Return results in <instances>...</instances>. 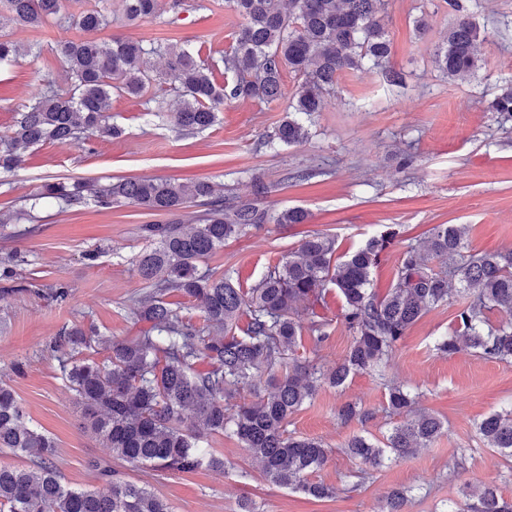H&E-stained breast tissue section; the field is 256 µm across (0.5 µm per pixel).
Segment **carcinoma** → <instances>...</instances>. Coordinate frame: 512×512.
Masks as SVG:
<instances>
[{
    "instance_id": "carcinoma-1",
    "label": "carcinoma",
    "mask_w": 512,
    "mask_h": 512,
    "mask_svg": "<svg viewBox=\"0 0 512 512\" xmlns=\"http://www.w3.org/2000/svg\"><path fill=\"white\" fill-rule=\"evenodd\" d=\"M108 0H0L12 23L40 28L53 22L88 37L59 40L50 47L70 79L61 89L48 83L16 104L10 132L0 134V173L23 164L20 150L50 142L84 144L93 137H117L112 96H146L162 78L175 93L172 106L154 97L153 115L193 134L214 126L226 100L272 104L282 98V71L302 78L273 139L286 145L309 137L305 120L322 110L343 72L369 63L391 84L399 72L391 64V42L379 13L383 0H229L243 24L232 51L224 55L230 83H216L201 50L144 45L140 40L94 34L108 27ZM159 0H118L129 22L156 15ZM457 12L435 62L452 80L481 68L478 44L485 30L452 0ZM20 47L0 33V68L20 57ZM167 59L155 73L150 57ZM488 111L512 120V85L489 102ZM58 200L67 208L93 204L104 209L136 206L164 213V224L141 225L151 248L134 260L149 292L133 302L130 315L150 327L132 340L88 336L72 328L53 344L71 390L82 407V428L112 457L133 467L185 473L202 467L224 470V459L199 443L214 433L235 435L275 485L314 499L335 489L312 482L332 449L315 438L287 432L288 418L324 387L343 388L359 373L380 371L407 330L430 310L457 307L458 328L436 341L442 354L470 350L485 360L512 363V249L474 252L466 226L436 224L423 246L402 238L391 225L358 248L337 254L329 233L304 236L298 246L267 267L260 280L241 287L229 274L203 266L224 243L263 224H303L308 212L289 207L271 213L251 203L224 204L209 182L127 178L100 185L92 180L46 183L32 195ZM201 202L206 209L183 219L181 211ZM400 247L394 283L374 288L373 269L391 247ZM341 299L339 318L352 336L336 365L323 370L294 357L303 331L316 345L330 336L331 321L317 313L329 288ZM178 293L199 302L202 324L181 313L165 297ZM502 320L494 325L490 314ZM97 341L107 351L101 363L78 355ZM401 385L387 386L385 411L400 417L383 441L355 435L344 446L359 461L356 477L414 455L448 431V423L414 408ZM372 412L346 401L336 409L342 424L367 420ZM480 441L512 463V407L476 423ZM0 448L32 460L28 468L0 465V512H171L166 501L125 478L108 463L88 461L99 487L65 484L54 464L55 445L29 424L11 387L0 383ZM408 491L392 489L381 512H405ZM448 512H512L496 481L462 492Z\"/></svg>"
}]
</instances>
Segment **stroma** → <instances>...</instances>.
Wrapping results in <instances>:
<instances>
[{"label":"stroma","mask_w":512,"mask_h":512,"mask_svg":"<svg viewBox=\"0 0 512 512\" xmlns=\"http://www.w3.org/2000/svg\"><path fill=\"white\" fill-rule=\"evenodd\" d=\"M199 2L200 9L175 16L170 0H160L157 17L134 26L115 20L102 36L200 46L221 59L231 51L242 19L228 0ZM462 4L487 32L476 74L451 80L435 63V47L456 16L447 0H385L381 16L402 82L388 84L367 68L345 72L303 143L265 144L300 82L286 71L283 100L269 105L225 101L213 127L188 135L148 115L144 100L113 98L111 116L123 130L120 137L83 147L39 145L27 150L20 169L0 174V215L11 218L0 230V257L14 252L25 259L16 276L0 278V379L10 384L32 425L53 440L64 482L79 489L96 486L86 463L108 460L127 479L168 501L173 512H238L243 498L256 512H380L384 495L394 487L411 491L406 512H444L467 485L493 478L501 493L512 497V471L475 432L478 421L512 399V364L435 351V340L456 328L455 310L445 305L410 327L384 376L360 373L343 389L321 388L290 417L289 432L331 448L313 478L333 487V498L315 500L272 484L248 449L227 434L210 435L203 443L223 458L221 472L161 473L112 460L108 449L82 429L81 409L52 344L73 327L115 339L145 330V323L129 314L133 300L146 293L133 261L147 246L141 225L156 218L135 206L64 210L50 198L30 201L41 185L64 178L108 183L158 177L208 181L233 204L273 212L307 209V223L250 229L207 258L212 271L229 273L246 286L304 235L316 232L335 234L344 253L387 225H401L405 238L418 246L433 225L463 224L473 249L512 248V121L487 109L501 86L512 81V0ZM420 17L428 25L422 34L415 27ZM45 80L65 82L61 64L46 50L0 70V134L11 128L13 106ZM304 172L309 180H301ZM59 286L68 290L62 301L51 295ZM341 305L339 297L328 296L321 314L335 327L320 346L303 333L298 356L328 369L345 354L351 336L335 321ZM390 382L417 387L420 408L447 420L449 430L352 489L359 464L343 447L356 434L379 440L389 434L395 423L384 411ZM345 401L372 411V418L341 424L336 409Z\"/></svg>","instance_id":"stroma-1"}]
</instances>
